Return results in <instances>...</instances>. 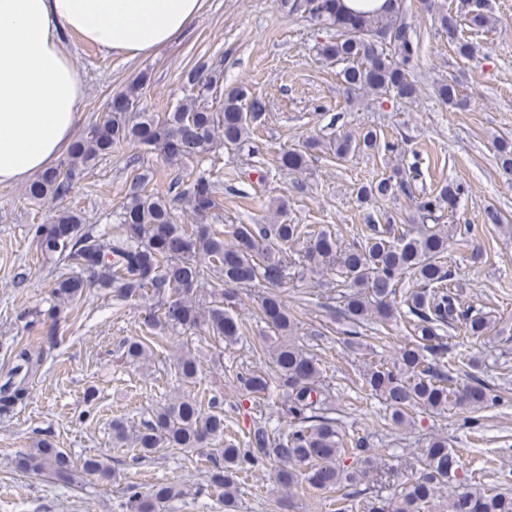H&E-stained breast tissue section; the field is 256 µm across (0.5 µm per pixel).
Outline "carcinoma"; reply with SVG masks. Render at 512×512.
<instances>
[{
  "label": "carcinoma",
  "mask_w": 512,
  "mask_h": 512,
  "mask_svg": "<svg viewBox=\"0 0 512 512\" xmlns=\"http://www.w3.org/2000/svg\"><path fill=\"white\" fill-rule=\"evenodd\" d=\"M289 11L299 13L322 29L329 39L316 46V54L336 65L337 76L348 101L374 93L410 101L417 87L410 79L420 60V41L405 21L404 0H385L379 9H353L344 0H292ZM441 31L455 44L457 54L471 59L475 47L458 36V16L435 11ZM191 98L162 115L146 110L142 83L133 82L113 96L109 112L95 119L70 147L67 158L38 175L26 195L35 202L47 198L63 200L88 171L112 152L128 145L138 146L173 164L210 153L217 142L224 147L251 143L267 111L264 98L244 86L220 87L221 73L201 65L186 74ZM436 98L451 108L466 99L452 81L434 85ZM394 152L398 145L381 141L380 133L367 128L356 135L330 133L327 138H310L299 149L281 153L280 167L302 172L307 158L327 150L338 159L375 149ZM497 160L512 170V142L497 145ZM418 171L407 175L405 167H391L377 180L361 184L356 200L363 204L400 193L415 200L417 223L388 224L382 230L369 227L370 234L342 244L329 229L303 231L298 224L270 221L266 224H210L217 206V184L199 178L178 196L169 198L146 189L144 175L133 178L129 193L116 215L117 222L98 229L86 225L78 212L63 209L49 224L38 225L35 236L43 257L56 258L80 269L77 275L60 279L53 288L57 303L34 311L49 324V335L57 328L58 304L75 305L91 288L112 290L126 302L135 297L155 299L146 317L150 330L182 331L209 339L218 360L224 347L246 336V324L224 307L237 297L234 292L212 289L210 300L198 298V289L216 279L237 288L260 290L262 320L272 332L271 344L254 349L267 356L265 365H238L235 378L240 393L257 412L280 405L289 418L288 427L271 426V418L259 417L243 436L230 432L224 409L217 400L203 408L196 396L184 389L158 406L153 415L134 426L122 418L112 421V442L127 446L147 457L163 448L196 449L219 443L208 457L206 485L221 492L224 512H236L238 485L255 470L270 468L285 490L304 486L327 492L360 483L369 475L398 476L385 466V448H372L367 437L349 434L331 416L330 391L322 358L300 341L301 321L288 309L278 288L290 279L313 275L321 279L325 306L354 324L352 334L374 323L389 324L400 319L409 326L411 340L391 362L371 363L358 374L355 386L366 398L385 408V426L403 427L417 408L442 415L456 406L476 413L496 400L479 378L466 375L467 383L453 381L452 372L461 364L475 368L479 360L454 354L448 358V329L461 325L465 335H504L512 328H496L487 313L464 306L461 285L447 269L445 254L453 225L441 223L452 215L463 194L455 180L433 190L414 194ZM185 200L198 217L196 224H180L175 203ZM301 248H296V245ZM415 278L418 288H399L404 276ZM123 357L145 364L152 356L150 337L127 339ZM12 371L24 372L16 386H0V413L6 414L27 400L25 379L33 374L43 354L33 355L26 347L11 352ZM201 373L197 356L188 347L176 357L178 383L189 386ZM423 466L415 476L395 486L393 496L361 498L345 492L337 512H512V494L485 488L460 477L465 463L448 447V439L431 438L421 449ZM355 467L348 468L344 460ZM15 468L45 476L63 486L76 479L108 478L111 467L101 456L76 460L63 448L40 441L20 452ZM455 485L454 494L440 502V491ZM128 512H157L184 495L182 485L162 480L144 492L130 484L125 488Z\"/></svg>",
  "instance_id": "carcinoma-1"
}]
</instances>
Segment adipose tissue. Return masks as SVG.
I'll return each mask as SVG.
<instances>
[{
	"instance_id": "adipose-tissue-1",
	"label": "adipose tissue",
	"mask_w": 512,
	"mask_h": 512,
	"mask_svg": "<svg viewBox=\"0 0 512 512\" xmlns=\"http://www.w3.org/2000/svg\"><path fill=\"white\" fill-rule=\"evenodd\" d=\"M203 0H0V185L50 170L71 144L85 86L62 50L66 34L102 52L157 54Z\"/></svg>"
}]
</instances>
